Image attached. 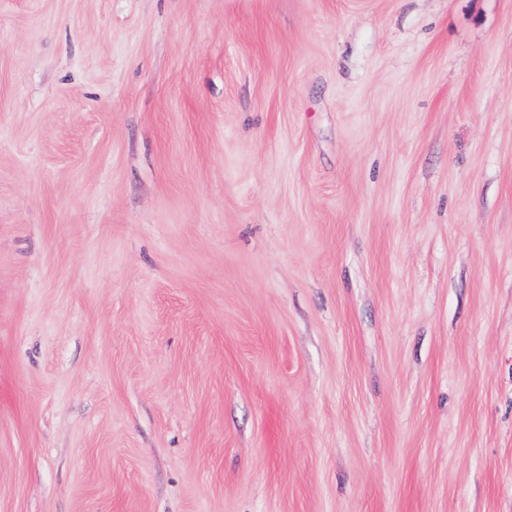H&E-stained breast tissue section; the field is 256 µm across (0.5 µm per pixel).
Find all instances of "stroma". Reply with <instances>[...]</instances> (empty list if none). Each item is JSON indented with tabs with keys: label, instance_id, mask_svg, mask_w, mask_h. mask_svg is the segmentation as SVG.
<instances>
[{
	"label": "stroma",
	"instance_id": "stroma-1",
	"mask_svg": "<svg viewBox=\"0 0 512 512\" xmlns=\"http://www.w3.org/2000/svg\"><path fill=\"white\" fill-rule=\"evenodd\" d=\"M0 512H512V0H0Z\"/></svg>",
	"mask_w": 512,
	"mask_h": 512
}]
</instances>
